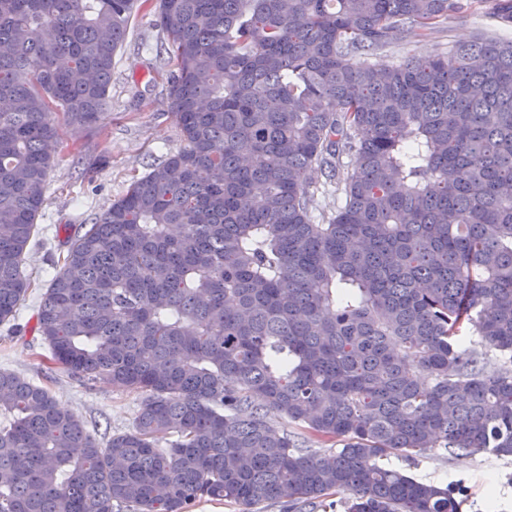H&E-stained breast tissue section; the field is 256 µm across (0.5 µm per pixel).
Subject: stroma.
<instances>
[{"label": "stroma", "mask_w": 512, "mask_h": 512, "mask_svg": "<svg viewBox=\"0 0 512 512\" xmlns=\"http://www.w3.org/2000/svg\"><path fill=\"white\" fill-rule=\"evenodd\" d=\"M152 19L147 5L130 18L128 37L115 56L110 105L102 126L79 129L63 115L53 116L59 164L50 175L37 220L42 241L30 247L26 256L34 287L19 310L20 335L7 336L0 328V369L47 386L59 404L79 416L102 442L114 432L132 430L144 394L84 383L61 368L44 377L39 359L44 346L35 330L36 310L56 272L55 262L64 252L67 231L95 223L107 203L125 194L152 165L162 163L184 145L167 109L166 71L159 59L161 32ZM480 36L512 41V24L493 17L487 0H474L469 11L445 20L433 32L415 30L392 41L379 57L399 63L411 57L445 54ZM383 463L421 482L461 484L465 488L461 512H512V457L500 459L487 453L453 457L437 450L411 464L393 456L384 458Z\"/></svg>", "instance_id": "1"}]
</instances>
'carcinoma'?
Returning a JSON list of instances; mask_svg holds the SVG:
<instances>
[{"label": "carcinoma", "instance_id": "1", "mask_svg": "<svg viewBox=\"0 0 512 512\" xmlns=\"http://www.w3.org/2000/svg\"><path fill=\"white\" fill-rule=\"evenodd\" d=\"M146 2L0 0V324L31 286L51 113L104 123ZM463 10L156 0L185 146L67 237L37 316L53 364L145 398L102 443L0 370V512H460L459 487L379 460L512 456V42L354 62ZM316 167L345 194L320 224Z\"/></svg>", "mask_w": 512, "mask_h": 512}]
</instances>
